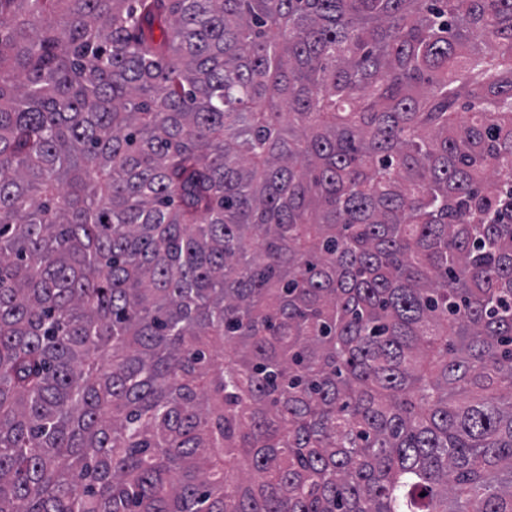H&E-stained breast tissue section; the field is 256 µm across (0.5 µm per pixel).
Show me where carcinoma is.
Segmentation results:
<instances>
[{
	"instance_id": "carcinoma-1",
	"label": "carcinoma",
	"mask_w": 512,
	"mask_h": 512,
	"mask_svg": "<svg viewBox=\"0 0 512 512\" xmlns=\"http://www.w3.org/2000/svg\"><path fill=\"white\" fill-rule=\"evenodd\" d=\"M0 512H512V0H0Z\"/></svg>"
}]
</instances>
